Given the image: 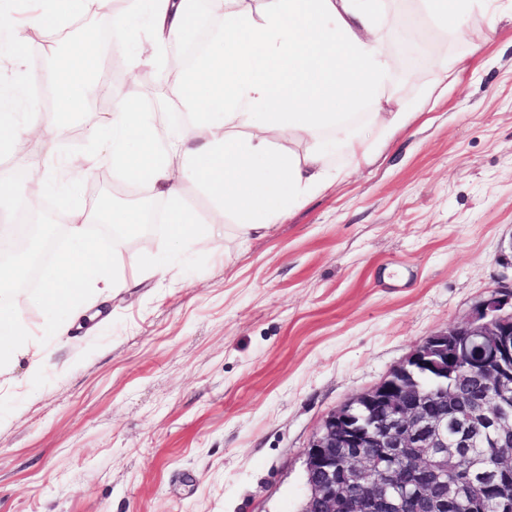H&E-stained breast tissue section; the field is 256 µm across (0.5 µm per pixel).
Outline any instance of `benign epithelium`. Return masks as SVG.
Segmentation results:
<instances>
[{"label": "benign epithelium", "instance_id": "1", "mask_svg": "<svg viewBox=\"0 0 512 512\" xmlns=\"http://www.w3.org/2000/svg\"><path fill=\"white\" fill-rule=\"evenodd\" d=\"M512 283L490 291L474 317L428 336L379 384L328 413L306 452L308 492L300 512H447L448 500L433 489L475 465L471 448H494L488 467L512 463ZM435 383L427 388L422 375ZM472 378L486 392L466 414L453 409ZM459 512L512 509V480L484 490L456 482Z\"/></svg>", "mask_w": 512, "mask_h": 512}]
</instances>
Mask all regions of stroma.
<instances>
[{
    "mask_svg": "<svg viewBox=\"0 0 512 512\" xmlns=\"http://www.w3.org/2000/svg\"><path fill=\"white\" fill-rule=\"evenodd\" d=\"M500 12L494 35L477 15L458 37L392 0L399 86L442 59L457 79L374 163L271 231L195 240L199 272L145 275L159 235L124 241L133 286L48 343L29 305L31 352L0 369V512H299L322 417L512 281V0ZM111 21L0 57V84L36 98L65 45Z\"/></svg>",
    "mask_w": 512,
    "mask_h": 512,
    "instance_id": "1",
    "label": "stroma"
}]
</instances>
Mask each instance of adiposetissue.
I'll return each mask as SVG.
<instances>
[{"instance_id": "obj_1", "label": "adipose tissue", "mask_w": 512, "mask_h": 512, "mask_svg": "<svg viewBox=\"0 0 512 512\" xmlns=\"http://www.w3.org/2000/svg\"><path fill=\"white\" fill-rule=\"evenodd\" d=\"M219 29L209 44L168 85V100L187 112L189 129L164 132L140 98L126 94L110 121L91 124L88 136L104 143V155L70 158L85 174L110 162L122 182L146 185L165 200L172 251L189 247L201 232L224 240L232 218L240 239L281 223L295 206L317 196L350 172L371 164L375 146L406 129L417 112L448 92L447 62L411 97L396 95L389 49V0H211ZM433 25L462 34L474 13L494 34V0H416ZM198 0H136L131 12L112 16L118 51L128 52L130 73L154 66L159 51L181 39ZM146 27L135 51L128 31ZM100 69L96 35L70 49L52 79L54 110L67 118L85 113L89 85ZM26 102V113L16 106ZM35 102L22 89L0 93V150L20 138L51 143L56 126L37 119ZM345 154L348 167L330 159ZM196 185L210 203L200 220L184 199Z\"/></svg>"}]
</instances>
